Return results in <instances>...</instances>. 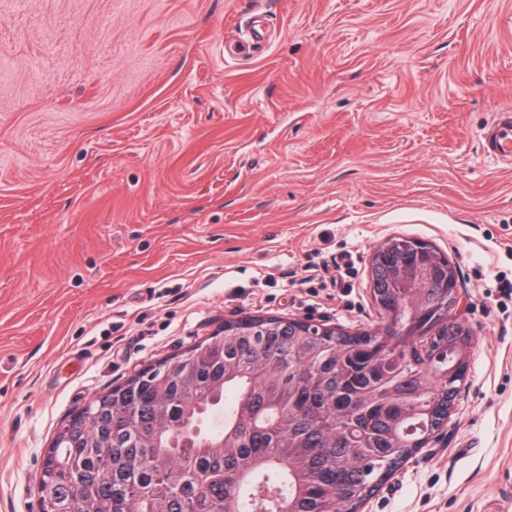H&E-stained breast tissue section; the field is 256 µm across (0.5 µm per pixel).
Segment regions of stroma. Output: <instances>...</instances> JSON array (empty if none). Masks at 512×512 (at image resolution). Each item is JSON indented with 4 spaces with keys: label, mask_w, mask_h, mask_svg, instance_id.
I'll return each instance as SVG.
<instances>
[{
    "label": "stroma",
    "mask_w": 512,
    "mask_h": 512,
    "mask_svg": "<svg viewBox=\"0 0 512 512\" xmlns=\"http://www.w3.org/2000/svg\"><path fill=\"white\" fill-rule=\"evenodd\" d=\"M267 50L236 58L249 22ZM512 0H0V512L50 445L225 322L373 330L392 237L455 267L447 425L360 512H512ZM488 151L504 160H512V107L497 110L490 126ZM396 248L409 255L415 254L418 259L423 260L426 268H432V261L424 255L426 249L423 247V244L407 238H402L399 241H385L374 250L371 264H387L395 253Z\"/></svg>",
    "instance_id": "obj_1"
}]
</instances>
